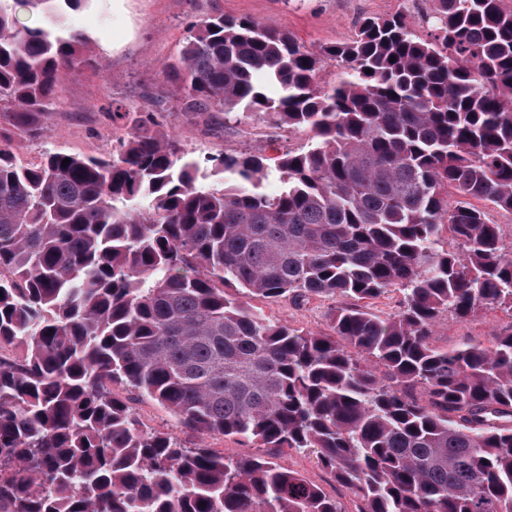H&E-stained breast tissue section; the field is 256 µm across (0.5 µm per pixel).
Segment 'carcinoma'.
Instances as JSON below:
<instances>
[{
    "instance_id": "carcinoma-1",
    "label": "carcinoma",
    "mask_w": 512,
    "mask_h": 512,
    "mask_svg": "<svg viewBox=\"0 0 512 512\" xmlns=\"http://www.w3.org/2000/svg\"><path fill=\"white\" fill-rule=\"evenodd\" d=\"M78 2L0 0V512H344L272 457L145 428L114 384L202 437L315 455L357 512H512V321L433 341L448 314L512 316V246L474 204L512 212V5L431 0L425 39L399 12L315 50L191 25L162 68L183 111L312 134L269 193L265 158L189 159L149 108L112 113L130 128L107 156L17 158L67 76L100 69ZM312 296L343 298L328 334L243 301ZM510 321V316L499 310L479 312L465 321L448 315L435 328L434 341L436 345L448 348L466 341L488 345L495 331Z\"/></svg>"
}]
</instances>
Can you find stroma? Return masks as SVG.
<instances>
[{"label": "stroma", "mask_w": 512, "mask_h": 512, "mask_svg": "<svg viewBox=\"0 0 512 512\" xmlns=\"http://www.w3.org/2000/svg\"><path fill=\"white\" fill-rule=\"evenodd\" d=\"M430 7L429 0H83L68 13L67 22L86 34L101 68L69 75L49 107L39 136L15 137L13 150L27 163L38 162L48 149L109 154L113 139L127 130L125 122L113 119V110L135 112L152 98L162 102L157 114L161 129L194 156L225 151L272 158L279 147L302 148L310 134L297 128L274 129L256 117L229 119L221 112L193 116L181 111L160 66L181 49L190 24L214 13L251 19L289 33L313 49L349 41L362 18L396 12L406 14L414 31L427 37L423 17ZM335 305L332 297H314L299 306L288 300L257 303L271 318L319 333L329 332ZM511 321V315L498 310L483 311L465 321L448 315L437 325L434 341L442 347L466 341L487 345L495 331ZM133 406L147 428L170 433L188 446L202 444L233 458L252 452L231 438L199 439L153 400L139 397ZM276 460L321 486L341 502L345 512H356V497L319 468L313 455L290 450L277 454Z\"/></svg>", "instance_id": "stroma-1"}]
</instances>
